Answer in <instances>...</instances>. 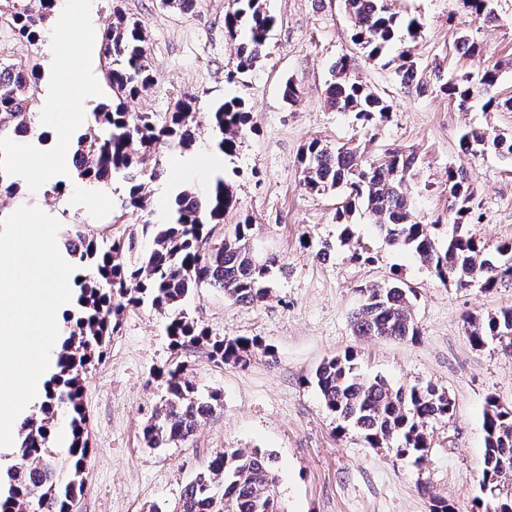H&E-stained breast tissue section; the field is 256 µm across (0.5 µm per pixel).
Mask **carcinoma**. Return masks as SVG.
<instances>
[{"instance_id": "cac0c4a2", "label": "carcinoma", "mask_w": 512, "mask_h": 512, "mask_svg": "<svg viewBox=\"0 0 512 512\" xmlns=\"http://www.w3.org/2000/svg\"><path fill=\"white\" fill-rule=\"evenodd\" d=\"M353 23L352 42L363 54L394 68L401 84L412 92H440L467 109L473 102L492 112H512V96L491 94L497 71L485 68L450 79L437 70L431 80L417 77L410 47L398 52L392 47L401 32L414 40L421 28L415 19H405L391 11L388 0H343ZM495 0H462L474 19L494 22ZM11 5L12 28L27 31L33 43L41 41L42 28L54 0H6ZM276 18L265 0H233L224 17L231 35L244 31L236 51L234 73L244 75L266 55L269 33ZM143 21L121 13L113 14L101 34V53L106 62L112 88V103L94 113L99 130L77 140L72 164L78 176L93 184H109L120 177L127 183L123 207L145 212L149 199L139 176L150 172L164 174L158 160L159 146H192L197 126L195 114L199 96L188 94L171 112L145 113L135 119L125 100L138 96L153 80L145 48ZM454 51L471 57L480 55L473 36L459 33ZM0 137L25 134L32 130L36 93L42 78L33 65L0 66ZM327 105L338 112H353L362 124L385 117L390 107L350 72L348 59H339L331 70L326 89ZM247 107L231 99L209 113L212 136L218 151L232 156L246 135ZM466 157L488 150L512 156V139L492 136L474 128L460 138ZM417 163V155L389 149L370 158L357 146L331 147L318 139L308 142L300 158L302 180L320 194L336 197V222L348 225L359 212L375 218L381 232L392 245L412 251L432 269L443 284L450 281L466 286L480 282L485 290L512 285V244L498 249V260L485 254L481 242L470 235L465 225L474 214L472 176L464 167L448 170V207L454 224L445 244L436 242L427 225L414 219L403 191L406 177ZM20 190L6 158L0 154V199ZM236 206V198L224 179L216 180L211 192L200 197L184 189L173 199L174 220L167 224H137L127 236L109 238L104 247L90 239L81 224H71L65 248L75 264L87 274L76 279L77 308L64 320L68 337L58 354L59 373L48 382L46 400L38 413L25 420L18 456L21 465L6 469L8 488L0 494V512H25L32 500L41 501L43 512H73L84 488L89 456L85 419L81 412L83 375L88 367L103 358L121 314L128 307L151 305L169 315L166 333L172 350L179 354L197 345H206L213 360L245 364L260 345L246 336H211L188 316L182 303L203 284L224 290L235 304H258L269 296L266 286L274 257L258 260L250 238L252 224L244 221L224 229L217 247H207V226L221 224L224 213ZM363 303L353 316V331L359 336L415 340L419 336L412 316L416 290L403 281L360 289ZM466 334L475 347L496 341L512 352V305L487 317L466 321ZM165 394L143 427V439L150 448H161L188 440L203 419L215 410L216 397L202 399L188 375L187 365L173 361L163 371ZM310 383L319 391L327 409L339 421L356 429L374 447L397 440L395 454L422 459L429 450L425 425L453 415L454 404L448 395L428 384L396 387L381 377L363 375L355 359L346 355L321 362ZM70 412L72 440L67 457L56 461L51 440L55 408ZM485 433L484 467L481 487L491 498L475 499L476 512H512V493L502 479L512 475V407L493 397L486 400L483 414ZM176 512H279L275 457L256 448H226L212 457L184 488Z\"/></svg>"}]
</instances>
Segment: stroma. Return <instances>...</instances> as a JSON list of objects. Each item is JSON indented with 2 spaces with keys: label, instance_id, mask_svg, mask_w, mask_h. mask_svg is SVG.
<instances>
[{
  "label": "stroma",
  "instance_id": "35a3bbf8",
  "mask_svg": "<svg viewBox=\"0 0 512 512\" xmlns=\"http://www.w3.org/2000/svg\"><path fill=\"white\" fill-rule=\"evenodd\" d=\"M99 23L113 10L140 18L146 27L153 84L130 100L137 116L167 112L184 92L199 95L200 127L190 149L161 146L166 175L145 179L151 219H170L177 184L206 195L215 175L207 170L215 147L210 133L212 104L241 98L250 131L235 155L225 157L223 178L236 206L212 228L210 245L220 244L224 227L250 215L252 243L263 258L276 256L264 302L232 303L222 289L197 288L188 314L219 336H249L273 348L274 357L255 353L249 365H219L207 346L188 352L189 375L202 396L218 406L193 437L165 448L146 447L142 429L163 394L160 371L172 359L166 318L151 306L125 310L107 357L91 366L83 393L90 455L85 487L76 512H148L154 505L173 512L185 486L216 452L257 448L277 458L279 497L284 512H430L428 492L448 499L456 512H471L481 496L484 456L482 416L488 397L512 406V356L497 343L471 345L467 316H487L512 305V288L490 291L441 283L411 251L388 244L374 218L358 214L351 240L339 241L335 198L311 192L302 182L299 158L310 140L364 147L374 156L387 149L415 152L416 167L406 181L411 211L446 242L449 169L464 165L473 176L481 219L469 224L487 255L512 243V158L494 151L463 156L461 134L474 127L512 135V112L462 110L448 97L407 92L392 69L364 56L351 40L352 23L343 0H267L277 23L268 55L247 74L230 78L238 46L224 27L232 0H197L190 13L166 8L160 0H93ZM394 11L417 17L423 27L410 50L420 76L442 68L450 75L495 67L496 90L512 96V0H497V23L474 21L460 0H392ZM481 47L470 58L452 50L459 30ZM390 106L389 118L362 126L354 114L325 102L330 71L340 57ZM301 91L296 104L282 96L286 81ZM64 179L22 183L19 193L0 201V220L24 205L61 223L84 224L103 242L129 232L138 214H121L123 180L91 204L58 194ZM329 248L328 259L318 256ZM401 280L415 288L412 314L416 340L355 336L351 319L359 290ZM352 354L362 372L393 385L432 384L454 403L451 418L428 423L429 451L422 462L396 456L388 447L368 445L354 430H340L308 378L325 359Z\"/></svg>",
  "mask_w": 512,
  "mask_h": 512
}]
</instances>
